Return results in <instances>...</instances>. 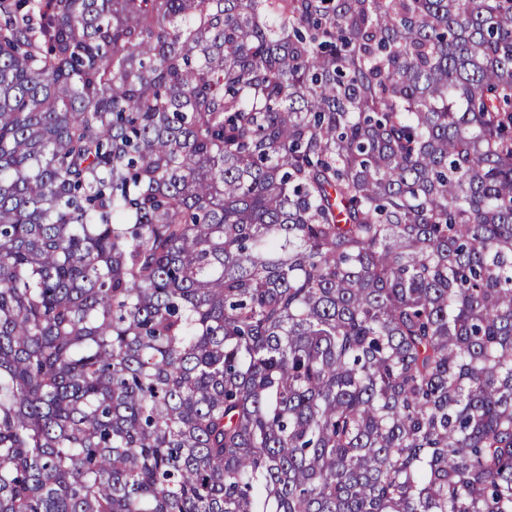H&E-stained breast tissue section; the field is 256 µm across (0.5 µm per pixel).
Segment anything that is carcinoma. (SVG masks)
Returning <instances> with one entry per match:
<instances>
[{
    "mask_svg": "<svg viewBox=\"0 0 512 512\" xmlns=\"http://www.w3.org/2000/svg\"><path fill=\"white\" fill-rule=\"evenodd\" d=\"M0 512H512V0H0Z\"/></svg>",
    "mask_w": 512,
    "mask_h": 512,
    "instance_id": "1",
    "label": "carcinoma"
}]
</instances>
